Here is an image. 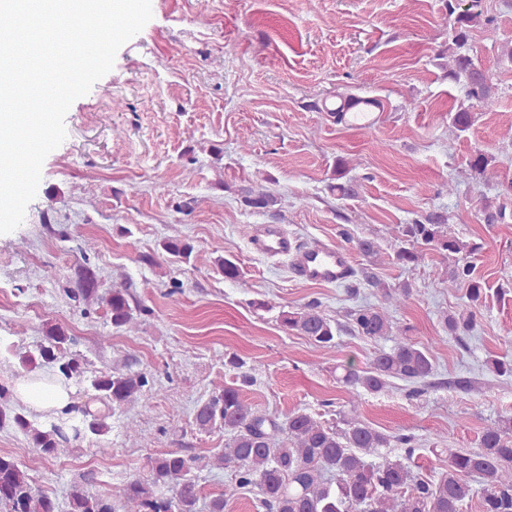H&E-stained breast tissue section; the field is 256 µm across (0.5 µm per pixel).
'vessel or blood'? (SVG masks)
<instances>
[{
  "label": "vessel or blood",
  "mask_w": 512,
  "mask_h": 512,
  "mask_svg": "<svg viewBox=\"0 0 512 512\" xmlns=\"http://www.w3.org/2000/svg\"><path fill=\"white\" fill-rule=\"evenodd\" d=\"M336 109L344 123L358 129L372 127L377 119V100L357 97L337 103ZM253 249L269 257H292L297 276L308 282L341 284L353 274L347 250L333 245L302 249L279 224H262L252 241Z\"/></svg>",
  "instance_id": "obj_1"
}]
</instances>
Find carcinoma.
<instances>
[{
  "mask_svg": "<svg viewBox=\"0 0 512 512\" xmlns=\"http://www.w3.org/2000/svg\"><path fill=\"white\" fill-rule=\"evenodd\" d=\"M454 17L448 44V77L463 81L467 100L489 110L494 92L487 77L474 75L469 54L473 28L490 27L494 17L485 13L483 0H447ZM459 132L469 130L473 113L459 108L451 117ZM500 160L484 151L474 152L470 169L485 183L498 177ZM242 202L254 209L271 211L278 204L274 192L262 186L240 189ZM420 246H431L455 258L448 271V288L466 287L468 304L444 318L451 336L470 331L482 309L486 282L476 272L473 258L481 249L477 243L460 238L441 217L428 214L401 225L395 260L403 266L417 264ZM169 255L188 261L194 253L191 240L167 239L161 244ZM355 247L367 259L376 261L379 246L373 238L355 240ZM216 265L229 281L239 279L238 264L219 257ZM74 297L108 307L112 326L130 329L136 325L134 312L144 307L130 288L100 292L97 272L89 264L74 271ZM372 286L383 300L397 306L411 293L408 286L391 290L378 280ZM360 335L370 339H392L393 345L379 351L369 368L344 366L340 382L347 391L349 411L329 424L314 415L297 411L283 418L262 413L245 402L241 386L250 377L239 375L240 384H224L196 409L194 423L200 432L224 431V447L210 456L214 468H229L232 481L208 504V512H225L229 501L247 487L258 488L260 507L266 512H461L464 503L478 498L479 512H512V415L501 416L483 427L475 450L440 449L448 454V465L434 479L414 472L415 447L408 435H390L366 423L357 415L361 393H380L394 379L413 385L411 393L434 376L430 348L420 347L407 336V329L394 326L384 311L363 306L348 313ZM283 328L308 337L318 347H336L338 323L309 303L280 313ZM74 342L57 325L46 327L38 354L43 362L57 368L56 376L67 386L89 384L94 402L71 406L63 417L35 423L22 412L0 409V426L10 425L28 437L32 448L44 458H56L64 447L90 435L109 431L112 411L133 406L152 395V379L142 371L102 373L87 376L86 362L68 353ZM199 457L168 451L150 458L148 476L132 478L115 495L100 496L83 487L73 490L69 512H198ZM0 512H56L55 501L35 485L22 462L0 455Z\"/></svg>",
  "mask_w": 512,
  "mask_h": 512,
  "instance_id": "1",
  "label": "carcinoma"
}]
</instances>
